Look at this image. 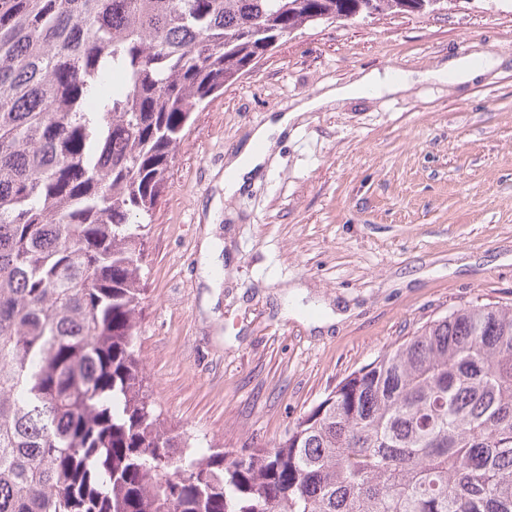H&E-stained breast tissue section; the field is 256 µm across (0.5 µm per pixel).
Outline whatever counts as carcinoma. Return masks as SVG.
<instances>
[{
	"label": "carcinoma",
	"instance_id": "cac0c4a2",
	"mask_svg": "<svg viewBox=\"0 0 512 512\" xmlns=\"http://www.w3.org/2000/svg\"><path fill=\"white\" fill-rule=\"evenodd\" d=\"M420 0H0V512H512V308L352 372L272 448H194L135 350L191 112L319 21Z\"/></svg>",
	"mask_w": 512,
	"mask_h": 512
}]
</instances>
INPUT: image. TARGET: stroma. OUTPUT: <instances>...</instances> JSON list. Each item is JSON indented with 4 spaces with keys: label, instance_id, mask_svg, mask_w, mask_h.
<instances>
[{
    "label": "stroma",
    "instance_id": "obj_1",
    "mask_svg": "<svg viewBox=\"0 0 512 512\" xmlns=\"http://www.w3.org/2000/svg\"><path fill=\"white\" fill-rule=\"evenodd\" d=\"M472 52L495 66L428 78ZM395 96L302 113L275 165L225 196L271 113L371 69ZM218 213H211L214 199ZM222 246L220 275L201 264ZM135 348L157 413L194 447H272L349 374L464 304L512 306V0L294 32L192 113L153 211ZM343 312L322 328L323 308Z\"/></svg>",
    "mask_w": 512,
    "mask_h": 512
}]
</instances>
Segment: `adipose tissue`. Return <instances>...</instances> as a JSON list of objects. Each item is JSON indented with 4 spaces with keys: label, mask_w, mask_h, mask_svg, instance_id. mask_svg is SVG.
Returning <instances> with one entry per match:
<instances>
[{
    "label": "adipose tissue",
    "mask_w": 512,
    "mask_h": 512,
    "mask_svg": "<svg viewBox=\"0 0 512 512\" xmlns=\"http://www.w3.org/2000/svg\"><path fill=\"white\" fill-rule=\"evenodd\" d=\"M412 82L410 74H396L376 69L361 73L347 85L328 88L315 98L299 102L295 109L279 112L257 127L249 141L239 146L224 170V192L231 195L242 191L250 178L260 174L272 157L273 148L299 113L313 110L350 98H371L397 95L408 90Z\"/></svg>",
    "instance_id": "adipose-tissue-1"
}]
</instances>
